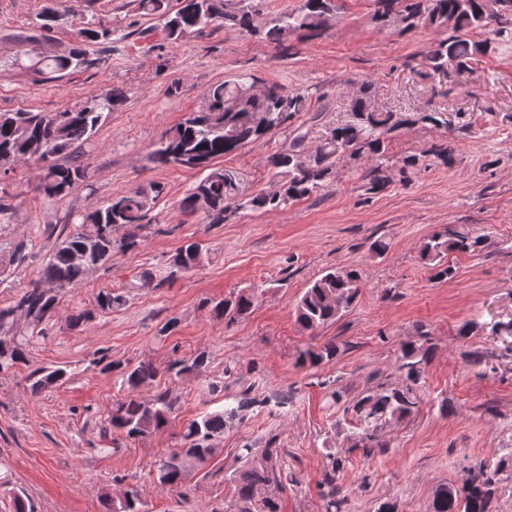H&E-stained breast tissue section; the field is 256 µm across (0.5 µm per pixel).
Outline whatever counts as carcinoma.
<instances>
[{
  "label": "carcinoma",
  "mask_w": 512,
  "mask_h": 512,
  "mask_svg": "<svg viewBox=\"0 0 512 512\" xmlns=\"http://www.w3.org/2000/svg\"><path fill=\"white\" fill-rule=\"evenodd\" d=\"M81 0H62L46 6L37 17L38 28L51 32L77 11ZM265 0H181L176 10L168 0H138V10L158 19V25L135 29L131 34L163 43H177L201 33L218 22L240 33H261L273 49L288 54L293 41L319 39L333 26L335 0H301L300 5L273 18L264 17ZM374 21L383 30L405 33L429 26L448 36L438 40L425 54V76L448 75V67L471 70L479 57L487 55L497 41H512V0H375ZM485 31L487 37L475 41L473 31ZM78 43L57 51L15 60L16 67L32 71L47 81H58L79 71L100 66L101 58L85 45L104 44L112 29L89 22L78 33ZM124 90L118 86L58 112H35L19 109L0 112V170L15 171L28 163L41 166L37 190L45 199L58 202L79 188H90L91 165L83 147L96 134L112 110L123 103ZM308 111L307 95L290 91L277 82H269L251 72L230 75L212 84L204 93L202 106L185 115L168 129L150 155L158 167L177 163L191 166L203 174L179 202L187 215L199 213L206 224H227L247 212H272L288 205L319 196L336 181L337 167L343 161L363 162L365 191L379 193L391 182L392 170L401 177L416 168L422 158L452 167L454 149L448 141L445 112L430 111L407 114L382 112L372 100V84L360 83L351 100L346 120L330 127L314 147H307L309 130L298 123ZM421 124L440 133L421 154H410L393 163L388 146L392 134ZM462 124L455 131L464 130ZM288 133V145L267 159L269 180L257 192L250 190L235 170L215 165V160L234 154L261 138L279 131ZM163 188L133 190L117 194L82 213L68 212L63 223L48 229L59 231L56 244L47 254L38 277L21 289L12 301L0 305V376L18 369L28 370L30 396L36 397L69 377L62 367L34 368L31 352L44 336L41 325L55 316L60 299L78 288L89 276V269L112 267L119 253L137 248L141 231L155 216L153 211ZM122 228L120 238L113 232ZM486 238L471 230L446 226L427 238L419 248V259L431 271L432 279L446 280L454 268L448 262L451 252L469 253L485 246ZM27 244L19 241L6 257L0 256V284L9 280L26 257ZM206 252L195 242L178 247L162 274L147 269L135 276L134 288H157L183 272L200 266ZM366 281L365 271L357 266L337 267L313 280L295 305V321L304 332H315L339 319L357 299ZM42 283L58 287L50 294L38 288ZM266 289L256 285L240 288L230 296L207 306L217 317L231 323L248 315L255 301ZM126 302V296L102 288L96 306L110 311ZM94 312L77 309L66 317V327L77 331L93 321ZM419 341L404 342L396 359L399 381L377 378L371 389L349 401L345 411L356 419L355 447L366 457L382 451L386 444L378 431L388 424L401 423L412 417L421 404L420 383L433 355L429 333H417ZM336 343L309 347L299 354L302 365L312 368L336 358ZM209 362L205 351L187 360H174L161 369L150 361L109 362L104 369L117 373L121 398L115 399L100 423L103 433H117L127 440H143L171 427L177 416L178 399L170 389L143 394L147 386H161L165 379L179 380L200 376ZM246 387L236 405L204 412L188 422L176 434L177 448L158 460L153 481L160 488L182 487L194 470L204 468L217 452V441L226 424L239 413L262 401L251 396ZM281 448L269 439L258 451L250 445L242 448V465L228 478L233 496L224 512H280L278 499L262 496V490L282 487L288 474L281 465ZM328 469L323 474L322 493L325 512H343L347 495L337 486L343 460L338 450L327 453ZM512 475V448L494 460L476 465L461 486L442 484L436 488L430 512H492L491 505L503 473ZM103 512H140L141 491L128 485L117 496L101 495Z\"/></svg>",
  "instance_id": "1"
}]
</instances>
